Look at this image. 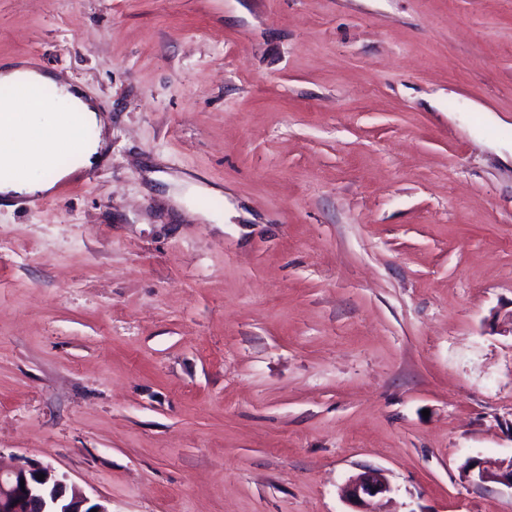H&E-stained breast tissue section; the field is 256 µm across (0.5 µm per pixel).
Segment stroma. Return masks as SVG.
<instances>
[{"instance_id":"stroma-1","label":"stroma","mask_w":512,"mask_h":512,"mask_svg":"<svg viewBox=\"0 0 512 512\" xmlns=\"http://www.w3.org/2000/svg\"><path fill=\"white\" fill-rule=\"evenodd\" d=\"M109 113L0 204V470L108 512H512V0H0ZM200 187L177 211L156 173ZM462 476L474 485L496 483L512 490V459H470L462 467ZM390 484L381 470L368 469L349 480L345 498L354 509L348 512H373L368 506L371 501L390 492Z\"/></svg>"}]
</instances>
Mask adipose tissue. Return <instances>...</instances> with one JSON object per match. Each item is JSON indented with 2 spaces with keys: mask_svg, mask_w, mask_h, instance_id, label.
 Wrapping results in <instances>:
<instances>
[{
  "mask_svg": "<svg viewBox=\"0 0 512 512\" xmlns=\"http://www.w3.org/2000/svg\"><path fill=\"white\" fill-rule=\"evenodd\" d=\"M49 85L58 92L54 108L41 107L28 97V90L39 91ZM58 108L77 113L79 127L58 130L54 124ZM104 125L92 100L56 73L33 69L23 60L0 65V196L12 199L35 192L51 193L57 180L104 161L106 138L88 141L80 136L83 127L100 129ZM59 150L70 155V164L52 169L50 178L38 179L39 170L49 167Z\"/></svg>",
  "mask_w": 512,
  "mask_h": 512,
  "instance_id": "1",
  "label": "adipose tissue"
}]
</instances>
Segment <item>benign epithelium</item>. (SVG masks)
I'll return each instance as SVG.
<instances>
[{
  "label": "benign epithelium",
  "instance_id": "benign-epithelium-1",
  "mask_svg": "<svg viewBox=\"0 0 512 512\" xmlns=\"http://www.w3.org/2000/svg\"><path fill=\"white\" fill-rule=\"evenodd\" d=\"M462 476L474 485L496 483L512 489V459H470L462 467ZM389 491L384 473L368 469L349 480L345 498L352 512H371V501ZM93 509L108 512L101 504H88L87 497L49 467H18L0 472V512H91Z\"/></svg>",
  "mask_w": 512,
  "mask_h": 512
}]
</instances>
